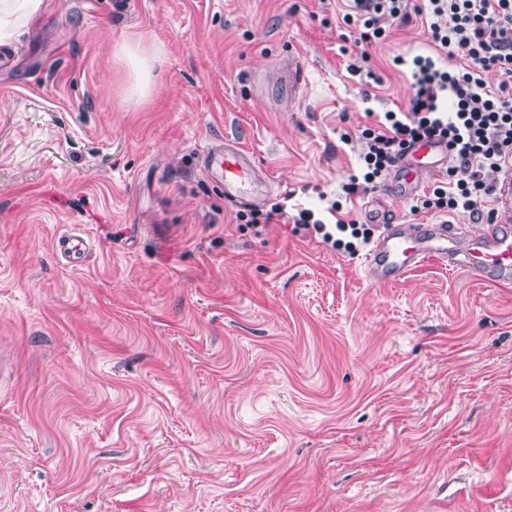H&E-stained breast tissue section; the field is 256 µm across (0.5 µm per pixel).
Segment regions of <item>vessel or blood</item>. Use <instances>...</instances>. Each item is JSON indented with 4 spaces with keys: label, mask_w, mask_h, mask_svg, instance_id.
<instances>
[{
    "label": "vessel or blood",
    "mask_w": 512,
    "mask_h": 512,
    "mask_svg": "<svg viewBox=\"0 0 512 512\" xmlns=\"http://www.w3.org/2000/svg\"><path fill=\"white\" fill-rule=\"evenodd\" d=\"M209 161L219 162L224 172V192L230 196H251L265 200L262 183L250 157L242 150L216 149ZM448 152L436 142L416 144L400 160L388 179V189L409 198L421 188L425 179L438 176L448 167ZM496 222L461 243L458 225L392 224L384 212L375 215L384 230L366 254L365 277L376 283L397 280L416 268L423 260L437 259L449 268L479 274L490 285L512 283V163H505L494 180Z\"/></svg>",
    "instance_id": "vessel-or-blood-1"
}]
</instances>
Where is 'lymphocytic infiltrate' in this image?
Listing matches in <instances>:
<instances>
[{"mask_svg":"<svg viewBox=\"0 0 512 512\" xmlns=\"http://www.w3.org/2000/svg\"><path fill=\"white\" fill-rule=\"evenodd\" d=\"M363 29L360 38L372 43L384 36L389 22H407L412 0H353ZM434 55L412 59L414 90L405 112H386L377 128L361 135L367 171L351 179L346 193L368 190L413 144L437 138L448 146V180L436 186L422 208L455 214L474 223H493L485 202L493 192L488 173L512 157V0H428ZM461 57L456 69L437 65L435 54ZM494 70L502 81L498 92L487 90L482 72ZM295 231L321 236L334 249H352L355 240H369L370 228L336 222L327 231L312 210L293 218Z\"/></svg>","mask_w":512,"mask_h":512,"instance_id":"lymphocytic-infiltrate-1","label":"lymphocytic infiltrate"}]
</instances>
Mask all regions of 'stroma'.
Segmentation results:
<instances>
[{"instance_id": "1", "label": "stroma", "mask_w": 512, "mask_h": 512, "mask_svg": "<svg viewBox=\"0 0 512 512\" xmlns=\"http://www.w3.org/2000/svg\"><path fill=\"white\" fill-rule=\"evenodd\" d=\"M46 3L0 45V512H512V284H375L368 244L292 231L378 195L446 220L343 190L425 17L369 46L351 0ZM128 40L160 57L138 99ZM236 144L271 223L205 166ZM294 231H304L307 235H321L322 242L329 244L336 250H351L353 249L354 242H345L342 238L334 239L332 232L326 231V224L322 220L315 218V213L309 209H303L298 212L293 218Z\"/></svg>"}]
</instances>
